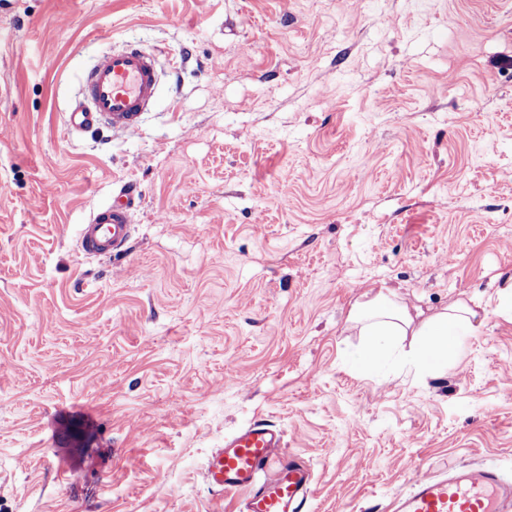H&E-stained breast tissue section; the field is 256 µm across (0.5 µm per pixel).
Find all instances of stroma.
Segmentation results:
<instances>
[{
	"instance_id": "35a3bbf8",
	"label": "stroma",
	"mask_w": 512,
	"mask_h": 512,
	"mask_svg": "<svg viewBox=\"0 0 512 512\" xmlns=\"http://www.w3.org/2000/svg\"><path fill=\"white\" fill-rule=\"evenodd\" d=\"M130 43L160 72L139 132L68 135ZM128 183L126 252L83 256ZM510 277L512 0H0V512H244L202 472L255 419L310 512L512 475ZM382 288L477 311L446 373L351 369Z\"/></svg>"
}]
</instances>
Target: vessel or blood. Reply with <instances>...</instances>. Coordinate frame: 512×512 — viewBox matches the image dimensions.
<instances>
[{
  "label": "vessel or blood",
  "instance_id": "vessel-or-blood-1",
  "mask_svg": "<svg viewBox=\"0 0 512 512\" xmlns=\"http://www.w3.org/2000/svg\"><path fill=\"white\" fill-rule=\"evenodd\" d=\"M158 88L153 55L131 44L103 53L82 76V98L68 114L67 129L79 133L105 123L136 133ZM139 197L136 187L128 186L95 211L79 229V251L88 258L124 252ZM283 445L281 430L265 421H250L225 435L206 461L204 481L219 494L246 493V512H309L313 472L283 453ZM390 512H512V481L492 465L420 469L410 490L392 501Z\"/></svg>",
  "mask_w": 512,
  "mask_h": 512
}]
</instances>
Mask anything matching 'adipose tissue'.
Here are the masks:
<instances>
[{
  "instance_id": "adipose-tissue-1",
  "label": "adipose tissue",
  "mask_w": 512,
  "mask_h": 512,
  "mask_svg": "<svg viewBox=\"0 0 512 512\" xmlns=\"http://www.w3.org/2000/svg\"><path fill=\"white\" fill-rule=\"evenodd\" d=\"M350 318L360 324L363 336L351 356L355 367L370 370L394 355L417 371L441 375L449 355L459 352L457 337L473 330L477 313L456 302L418 323L390 290L382 289L356 302Z\"/></svg>"
}]
</instances>
